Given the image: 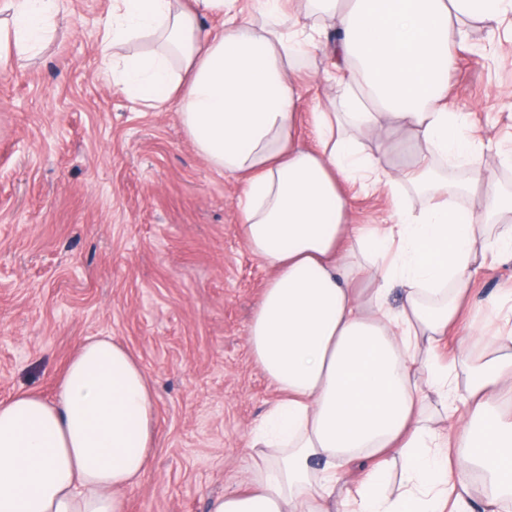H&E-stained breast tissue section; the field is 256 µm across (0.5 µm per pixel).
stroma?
I'll return each instance as SVG.
<instances>
[{
    "mask_svg": "<svg viewBox=\"0 0 512 512\" xmlns=\"http://www.w3.org/2000/svg\"><path fill=\"white\" fill-rule=\"evenodd\" d=\"M110 0H63L57 32L35 58L0 73V399L53 396L81 342L109 336L142 363L155 393L156 447L125 512H208L245 481L246 441L275 399L247 344L270 272L244 245L241 184L197 152L173 105L141 112L112 85L100 52ZM446 76L448 102L492 142L481 169L512 192V23L468 20ZM301 138L342 86L324 54L298 79ZM353 223H390L384 188L348 183ZM512 293V261L472 284L465 319L479 355L507 327L480 308Z\"/></svg>",
    "mask_w": 512,
    "mask_h": 512,
    "instance_id": "1",
    "label": "stroma"
}]
</instances>
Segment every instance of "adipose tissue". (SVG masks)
Wrapping results in <instances>:
<instances>
[{"label": "adipose tissue", "mask_w": 512, "mask_h": 512, "mask_svg": "<svg viewBox=\"0 0 512 512\" xmlns=\"http://www.w3.org/2000/svg\"><path fill=\"white\" fill-rule=\"evenodd\" d=\"M112 0L101 50L136 105L174 104L196 150L242 184L240 232L272 272L247 328L276 399L252 431L247 486L209 512H502L512 502V336L486 354L460 347L458 371L433 353L452 332L474 275L512 259V195L483 177L444 76L463 23L491 26L512 0ZM60 0H0V66L36 55ZM217 14L222 33L201 19ZM348 72L339 102L312 115L301 144L300 60L327 28ZM146 39L149 50L127 54ZM417 140L388 163L394 135ZM467 177L449 186L447 164ZM427 195L390 224L350 221L341 183ZM479 197L494 226L449 195ZM155 395L138 360L87 338L47 399L0 400V512H124L121 494L150 465ZM466 408L456 436L439 425ZM484 471L491 492L453 481L449 460ZM357 463L362 479L341 481Z\"/></svg>", "instance_id": "1"}]
</instances>
